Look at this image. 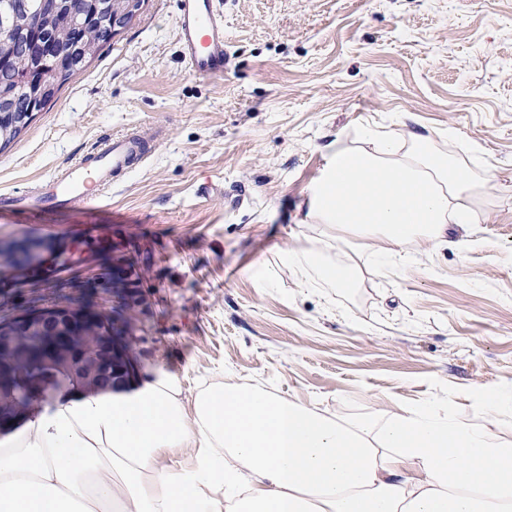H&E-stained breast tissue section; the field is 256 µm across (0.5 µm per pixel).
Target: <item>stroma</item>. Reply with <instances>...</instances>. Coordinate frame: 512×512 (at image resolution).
<instances>
[{
  "mask_svg": "<svg viewBox=\"0 0 512 512\" xmlns=\"http://www.w3.org/2000/svg\"><path fill=\"white\" fill-rule=\"evenodd\" d=\"M231 55L202 79L178 0L135 21L0 152V196L131 130L145 162L85 207L0 210V321L82 300L122 311L139 372L198 390L256 387L339 420L430 407L487 423L512 394V0H222ZM404 122L474 171L492 166L451 243L331 248L305 280L280 262L315 242L307 200L336 135ZM353 256L352 287L327 266ZM271 274L269 283L253 275Z\"/></svg>",
  "mask_w": 512,
  "mask_h": 512,
  "instance_id": "stroma-1",
  "label": "stroma"
}]
</instances>
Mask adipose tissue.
<instances>
[{
    "mask_svg": "<svg viewBox=\"0 0 512 512\" xmlns=\"http://www.w3.org/2000/svg\"><path fill=\"white\" fill-rule=\"evenodd\" d=\"M327 156L307 219L393 263L469 223L488 180L399 129ZM0 512H512V442L430 409L334 420L239 385L191 395L158 368L0 437Z\"/></svg>",
    "mask_w": 512,
    "mask_h": 512,
    "instance_id": "ef3b65f1",
    "label": "adipose tissue"
}]
</instances>
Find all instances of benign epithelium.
Masks as SVG:
<instances>
[{
	"instance_id": "7a95c632",
	"label": "benign epithelium",
	"mask_w": 512,
	"mask_h": 512,
	"mask_svg": "<svg viewBox=\"0 0 512 512\" xmlns=\"http://www.w3.org/2000/svg\"><path fill=\"white\" fill-rule=\"evenodd\" d=\"M144 0H113L112 9L99 26L114 35L128 27ZM36 336L42 340V359L63 365L79 380L76 392L84 395L105 392L129 380L137 369L128 341H120L101 325L98 314L86 308L54 305L36 313L0 323V433L29 416L55 391L36 387L31 390L29 406L12 403L1 383L9 376L13 356L19 351V339Z\"/></svg>"
}]
</instances>
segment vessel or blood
<instances>
[{
	"instance_id": "1",
	"label": "vessel or blood",
	"mask_w": 512,
	"mask_h": 512,
	"mask_svg": "<svg viewBox=\"0 0 512 512\" xmlns=\"http://www.w3.org/2000/svg\"><path fill=\"white\" fill-rule=\"evenodd\" d=\"M182 54L190 71L199 77L222 75L229 51L224 44L221 0H179ZM146 151L139 135L127 132L105 139L62 169L49 174L37 196L21 197V204L60 207L85 205L100 199Z\"/></svg>"
}]
</instances>
